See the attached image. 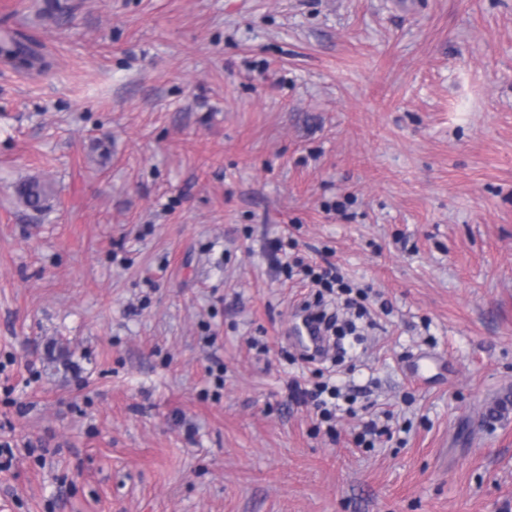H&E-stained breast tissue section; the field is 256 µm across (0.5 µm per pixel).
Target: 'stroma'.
Segmentation results:
<instances>
[{"label":"stroma","mask_w":512,"mask_h":512,"mask_svg":"<svg viewBox=\"0 0 512 512\" xmlns=\"http://www.w3.org/2000/svg\"><path fill=\"white\" fill-rule=\"evenodd\" d=\"M47 2L0 0L51 62H0V512H512V0ZM278 239L367 291L345 355ZM49 188L38 181L24 183L19 188V195L30 208L39 210L43 207L48 196ZM288 391L290 397L296 402L312 403L325 422H330L333 418H336V406H340L336 404V400L340 398V390L336 389L335 384L330 385L329 382H323L316 385L314 389H309L303 387L298 379H292L288 383ZM325 394L334 402H329L323 398Z\"/></svg>","instance_id":"35a3bbf8"}]
</instances>
